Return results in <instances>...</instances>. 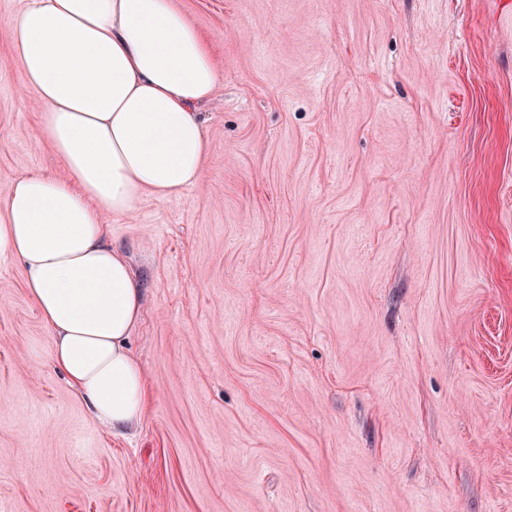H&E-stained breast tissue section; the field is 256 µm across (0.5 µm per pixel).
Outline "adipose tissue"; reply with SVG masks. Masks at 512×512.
Wrapping results in <instances>:
<instances>
[{"mask_svg": "<svg viewBox=\"0 0 512 512\" xmlns=\"http://www.w3.org/2000/svg\"><path fill=\"white\" fill-rule=\"evenodd\" d=\"M9 27L38 132L63 172L15 180L0 205V253L21 264L51 366L96 422L131 429L150 398L127 347L143 290L104 220L201 179L196 107L216 93L215 61L172 0H29Z\"/></svg>", "mask_w": 512, "mask_h": 512, "instance_id": "obj_1", "label": "adipose tissue"}]
</instances>
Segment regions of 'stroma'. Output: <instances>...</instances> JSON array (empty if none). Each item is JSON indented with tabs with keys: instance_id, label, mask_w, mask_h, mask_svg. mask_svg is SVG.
<instances>
[{
	"instance_id": "stroma-1",
	"label": "stroma",
	"mask_w": 512,
	"mask_h": 512,
	"mask_svg": "<svg viewBox=\"0 0 512 512\" xmlns=\"http://www.w3.org/2000/svg\"><path fill=\"white\" fill-rule=\"evenodd\" d=\"M201 179L107 238L151 404L95 423L0 256V512H512L507 0H173ZM0 0V203L57 174Z\"/></svg>"
}]
</instances>
